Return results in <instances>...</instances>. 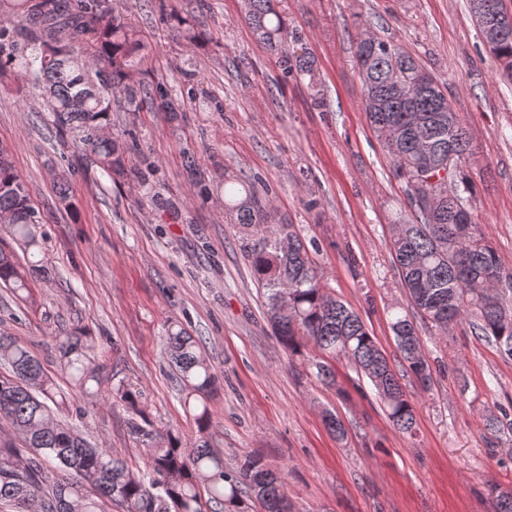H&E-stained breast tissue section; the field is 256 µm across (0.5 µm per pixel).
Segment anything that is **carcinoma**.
Listing matches in <instances>:
<instances>
[{
	"mask_svg": "<svg viewBox=\"0 0 512 512\" xmlns=\"http://www.w3.org/2000/svg\"><path fill=\"white\" fill-rule=\"evenodd\" d=\"M174 35L193 49L207 44L190 15L171 0H152ZM245 19L256 39L279 59L282 73L315 79L314 59L290 45L299 41L277 9V0H245ZM501 75L512 80V37L488 44ZM141 40L111 12L108 0H0V77L12 73L38 88L56 132L70 138L85 159L114 182L147 179L128 167L125 143L112 135V97L123 95L126 110L176 111L164 78L135 80ZM355 58L365 87L363 110L391 156L405 185L412 220L395 224L390 239L402 288L413 313L442 329L467 320L476 335L512 355V274L479 231L470 210L474 183L466 169L470 139L448 94L398 45L358 34ZM184 170L197 195L224 193V214L239 230L240 249L254 281L264 289L267 321L282 346L304 356L312 343L321 357L307 359L315 379L336 382L327 360L345 359L372 383L392 426L415 435L411 399L384 351L359 315L321 284L312 254L294 225L274 224L268 194L222 173L207 179L194 153ZM0 224L26 250L39 247L43 216L28 183L0 145ZM0 285L14 296L30 290L28 273L11 252L0 249ZM402 371L421 382L431 370L421 347L407 348L402 336L417 335L410 314L391 318ZM57 349L74 384L99 394V366L81 333L58 337ZM164 350L170 357L184 404L197 427L190 448L174 433L161 435L140 405L141 394L120 381L112 399L125 404L127 429L150 448L148 464L126 460L88 443L55 412L67 399L42 362L13 336L0 332V419L9 422L31 456L0 446V501L15 512H104L109 501L122 512H282L286 480L258 458L237 467L224 464L208 437V405L217 376L196 338L175 320L167 321ZM56 461L64 475L42 488V462Z\"/></svg>",
	"mask_w": 512,
	"mask_h": 512,
	"instance_id": "cac0c4a2",
	"label": "carcinoma"
}]
</instances>
